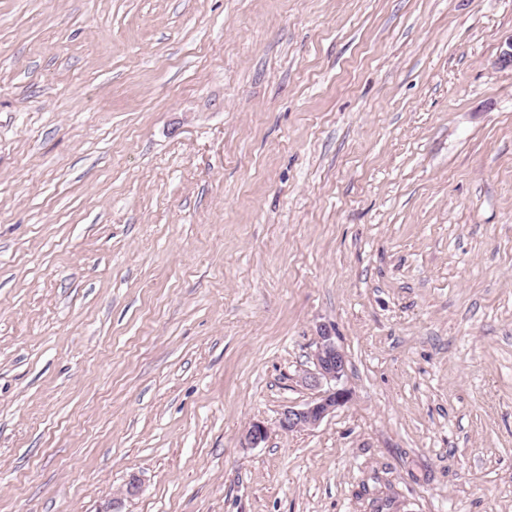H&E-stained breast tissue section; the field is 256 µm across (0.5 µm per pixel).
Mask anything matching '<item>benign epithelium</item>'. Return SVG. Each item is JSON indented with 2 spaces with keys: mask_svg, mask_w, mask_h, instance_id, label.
I'll use <instances>...</instances> for the list:
<instances>
[{
  "mask_svg": "<svg viewBox=\"0 0 512 512\" xmlns=\"http://www.w3.org/2000/svg\"><path fill=\"white\" fill-rule=\"evenodd\" d=\"M314 370L303 377L306 385L320 388L328 385V389L319 398L302 408L288 407L280 413L279 426L285 432L302 429L318 424L325 416L348 400V392L333 387L344 373L346 359L335 344L331 329L326 325L319 327L318 347L313 358ZM268 437V427L262 422H254L247 429V442L256 447Z\"/></svg>",
  "mask_w": 512,
  "mask_h": 512,
  "instance_id": "7a95c632",
  "label": "benign epithelium"
}]
</instances>
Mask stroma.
<instances>
[{
  "mask_svg": "<svg viewBox=\"0 0 512 512\" xmlns=\"http://www.w3.org/2000/svg\"><path fill=\"white\" fill-rule=\"evenodd\" d=\"M511 37L0 0V512H512ZM323 324L349 399L281 431Z\"/></svg>",
  "mask_w": 512,
  "mask_h": 512,
  "instance_id": "35a3bbf8",
  "label": "stroma"
}]
</instances>
